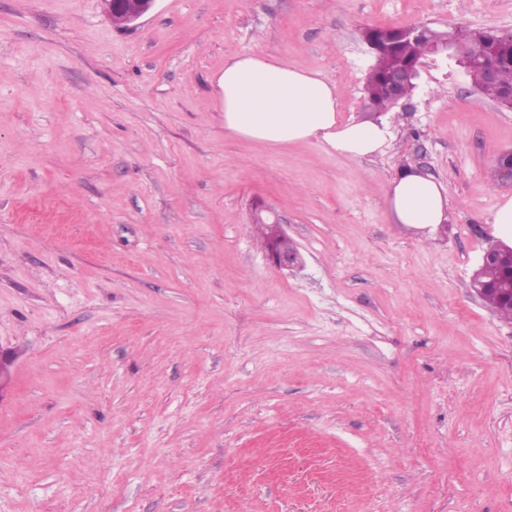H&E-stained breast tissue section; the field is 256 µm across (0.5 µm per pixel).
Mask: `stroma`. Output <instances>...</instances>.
<instances>
[{
  "label": "stroma",
  "instance_id": "35a3bbf8",
  "mask_svg": "<svg viewBox=\"0 0 512 512\" xmlns=\"http://www.w3.org/2000/svg\"><path fill=\"white\" fill-rule=\"evenodd\" d=\"M512 30V0H0V512H512V320L470 288L512 109L455 64L364 107L369 27ZM244 53L336 84L384 153L224 129ZM448 211L395 223L392 180ZM305 265L265 259L254 204ZM158 0H101L107 18L121 28L135 26ZM388 202L396 223L430 231L443 220L448 194L442 184L408 169L392 181Z\"/></svg>",
  "mask_w": 512,
  "mask_h": 512
}]
</instances>
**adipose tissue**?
Returning a JSON list of instances; mask_svg holds the SVG:
<instances>
[{
	"label": "adipose tissue",
	"instance_id": "obj_1",
	"mask_svg": "<svg viewBox=\"0 0 512 512\" xmlns=\"http://www.w3.org/2000/svg\"><path fill=\"white\" fill-rule=\"evenodd\" d=\"M218 86L224 128L238 136L270 145L316 140L351 160L382 152L392 137L389 123L342 120L335 84L272 56L246 53L228 59ZM388 202L396 223L428 231L442 222L448 194L442 184L408 169L392 181Z\"/></svg>",
	"mask_w": 512,
	"mask_h": 512
}]
</instances>
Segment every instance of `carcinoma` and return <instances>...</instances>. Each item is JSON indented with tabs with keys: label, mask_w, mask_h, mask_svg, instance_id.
Wrapping results in <instances>:
<instances>
[{
	"label": "carcinoma",
	"mask_w": 512,
	"mask_h": 512,
	"mask_svg": "<svg viewBox=\"0 0 512 512\" xmlns=\"http://www.w3.org/2000/svg\"><path fill=\"white\" fill-rule=\"evenodd\" d=\"M445 36L459 49L481 47L479 57L485 64L495 67L496 80L480 83L479 89L501 106L511 108L508 94L512 91V41L496 30L470 27L456 28L445 34L429 28L418 38L406 36L402 28L366 29L364 38L372 54L364 88L367 106L374 112H386L394 107L387 86L389 71L416 69L431 57L432 47Z\"/></svg>",
	"instance_id": "obj_1"
}]
</instances>
